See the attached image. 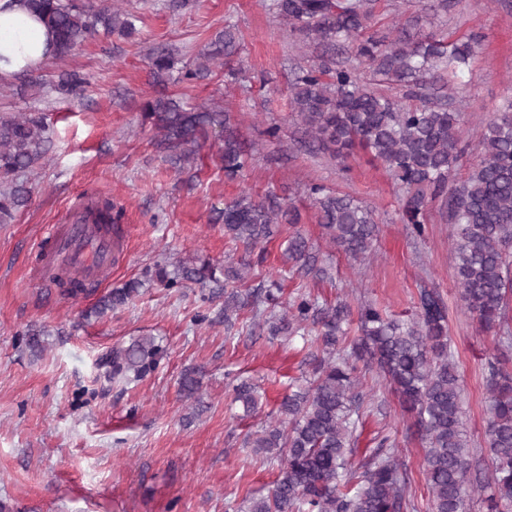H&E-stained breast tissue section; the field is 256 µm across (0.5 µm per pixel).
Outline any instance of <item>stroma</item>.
<instances>
[{
  "mask_svg": "<svg viewBox=\"0 0 512 512\" xmlns=\"http://www.w3.org/2000/svg\"><path fill=\"white\" fill-rule=\"evenodd\" d=\"M134 17L129 37L96 34L65 64L47 61L34 73L56 82L62 69L80 72L83 92L68 100L34 95L23 80L0 94V110L48 113L53 145L33 181L31 204L0 224V505L8 512H237L250 495L267 492L276 462L247 443L285 394L311 373L307 340L270 335L241 314L232 329L198 286L166 288L149 282L155 262L196 257L224 265L247 258L251 286L278 283L285 299L300 293L319 303L347 299L352 310L372 304L408 320L420 294L430 290L448 311V344L463 385V420L474 477L491 464L485 443V374L491 360L512 372V336L486 332L461 297L453 253L454 225L432 208L424 238L404 224L405 190L365 151L347 160L302 147L301 127L288 99L297 69L318 62L319 48L296 42L270 0H114ZM237 28L243 44L235 77L212 66L186 82L179 68L157 81L148 66L154 47L175 49L180 64L222 31ZM449 39L476 45L465 85L451 104L462 112V171L480 160L477 144L488 121L512 99V0H454L437 23ZM167 96L197 107L230 106L231 121L251 160L229 181L219 157L220 130L210 131L194 165L181 168L155 144L144 121L147 100ZM277 128L269 136V128ZM348 193L371 206L377 239L363 263L348 259L326 236L308 185ZM249 192L275 195L300 213L298 229L312 243L328 279L299 278L283 257L284 236L266 250L245 252L224 235L216 216L226 201ZM109 198L123 206L124 247L98 294L141 280V293L102 317L84 318L97 296L64 298L59 289L34 286L27 272L45 225L69 223L84 203ZM208 323L195 322L197 314ZM43 330L46 349L32 355L22 341ZM154 337L163 353L141 378L115 383L103 359L117 346ZM203 372V409L194 413L179 393L185 369ZM363 383L360 448L386 439L403 462L414 512H428L424 452L412 415L377 369L358 368ZM259 386L257 414L235 400L242 383Z\"/></svg>",
  "mask_w": 512,
  "mask_h": 512,
  "instance_id": "1",
  "label": "stroma"
}]
</instances>
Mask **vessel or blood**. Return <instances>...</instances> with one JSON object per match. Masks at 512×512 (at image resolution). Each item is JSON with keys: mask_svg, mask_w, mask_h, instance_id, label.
<instances>
[{"mask_svg": "<svg viewBox=\"0 0 512 512\" xmlns=\"http://www.w3.org/2000/svg\"><path fill=\"white\" fill-rule=\"evenodd\" d=\"M119 246V239L100 231L84 211L72 223L48 228L31 275L44 286L53 283L63 270L81 281L98 283L111 267L113 251Z\"/></svg>", "mask_w": 512, "mask_h": 512, "instance_id": "b4317fda", "label": "vessel or blood"}]
</instances>
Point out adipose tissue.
<instances>
[{
  "label": "adipose tissue",
  "mask_w": 512,
  "mask_h": 512,
  "mask_svg": "<svg viewBox=\"0 0 512 512\" xmlns=\"http://www.w3.org/2000/svg\"><path fill=\"white\" fill-rule=\"evenodd\" d=\"M50 54L51 37L45 26L18 6L0 0V75L38 66Z\"/></svg>",
  "instance_id": "1"
}]
</instances>
